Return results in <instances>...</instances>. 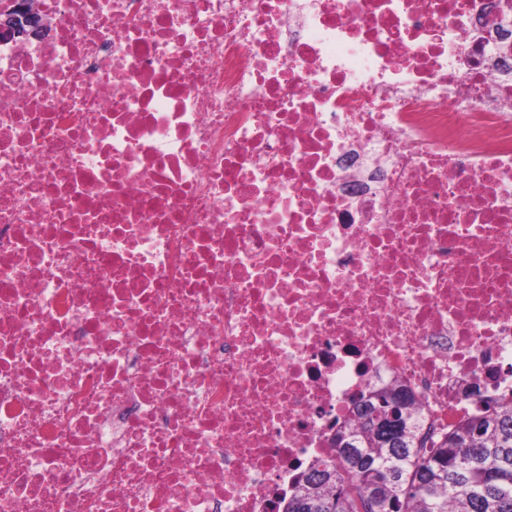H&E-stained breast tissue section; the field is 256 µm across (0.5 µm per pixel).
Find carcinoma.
Masks as SVG:
<instances>
[{
    "label": "carcinoma",
    "mask_w": 512,
    "mask_h": 512,
    "mask_svg": "<svg viewBox=\"0 0 512 512\" xmlns=\"http://www.w3.org/2000/svg\"><path fill=\"white\" fill-rule=\"evenodd\" d=\"M387 394L400 399L395 445L375 434L377 398ZM360 415L337 455L298 477L282 512H512V396L430 445L404 388L372 392Z\"/></svg>",
    "instance_id": "1"
}]
</instances>
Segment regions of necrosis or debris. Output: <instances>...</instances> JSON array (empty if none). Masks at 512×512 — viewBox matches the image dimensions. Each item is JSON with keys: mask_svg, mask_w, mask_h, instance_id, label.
<instances>
[{"mask_svg": "<svg viewBox=\"0 0 512 512\" xmlns=\"http://www.w3.org/2000/svg\"><path fill=\"white\" fill-rule=\"evenodd\" d=\"M33 5L0 512H275L375 389L512 394V0Z\"/></svg>", "mask_w": 512, "mask_h": 512, "instance_id": "obj_1", "label": "necrosis or debris"}]
</instances>
